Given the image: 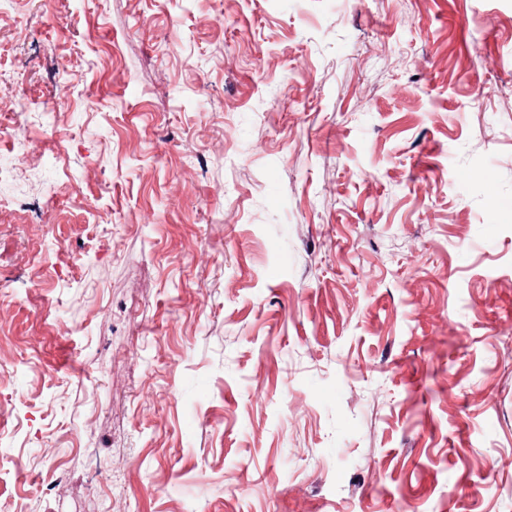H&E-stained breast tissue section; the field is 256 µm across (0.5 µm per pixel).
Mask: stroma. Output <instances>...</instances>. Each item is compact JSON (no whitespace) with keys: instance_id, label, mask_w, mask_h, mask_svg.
<instances>
[{"instance_id":"obj_1","label":"stroma","mask_w":512,"mask_h":512,"mask_svg":"<svg viewBox=\"0 0 512 512\" xmlns=\"http://www.w3.org/2000/svg\"><path fill=\"white\" fill-rule=\"evenodd\" d=\"M0 9V512H512V0ZM24 143V138H17L12 151L9 154L0 156V179L1 173L4 171H9L13 175L18 176L26 170L25 164L28 165L29 158L26 157Z\"/></svg>"}]
</instances>
